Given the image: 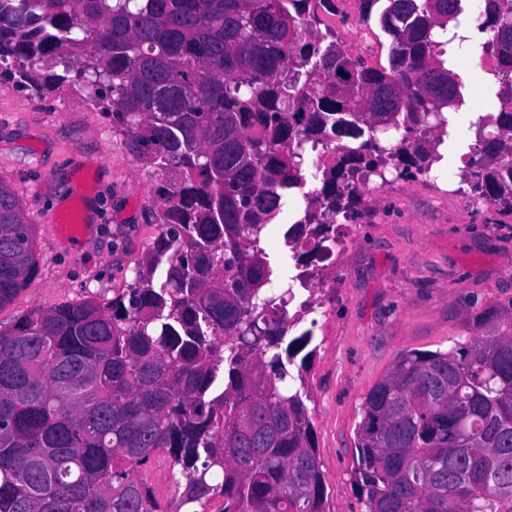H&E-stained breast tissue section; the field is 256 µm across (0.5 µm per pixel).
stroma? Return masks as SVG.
Instances as JSON below:
<instances>
[{"mask_svg":"<svg viewBox=\"0 0 512 512\" xmlns=\"http://www.w3.org/2000/svg\"><path fill=\"white\" fill-rule=\"evenodd\" d=\"M480 23L470 0H462L450 25L460 48L453 66L459 120L444 136L441 161L364 197L327 307L328 331L312 336L315 353L303 377L330 512H367L354 474L355 429L366 393L394 358L448 349L473 335L485 308L512 300V214L481 201L460 203L454 194L478 139L472 116L500 109L499 85L480 63L489 39ZM62 93L71 101L65 109ZM62 93L36 99L0 76V182L36 227L38 260L15 301L0 309L1 328L38 309L107 303L160 232L154 189L162 172L138 163L80 92L67 86ZM79 202L90 209V232L61 237L58 215ZM305 207L293 191L262 241L283 285L295 261L282 228Z\"/></svg>","mask_w":512,"mask_h":512,"instance_id":"1","label":"stroma"}]
</instances>
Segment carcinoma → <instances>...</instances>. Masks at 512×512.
Segmentation results:
<instances>
[{
  "instance_id": "obj_1",
  "label": "carcinoma",
  "mask_w": 512,
  "mask_h": 512,
  "mask_svg": "<svg viewBox=\"0 0 512 512\" xmlns=\"http://www.w3.org/2000/svg\"><path fill=\"white\" fill-rule=\"evenodd\" d=\"M460 2L362 0L390 39L372 68L306 33L311 0H0L18 84L78 86L136 161L176 173L156 188L161 233L108 304L0 328V512H326L304 368L289 370L312 334L286 340L263 232L304 179L295 141H340L299 225L317 247L329 217L359 216L364 173L441 160L460 85L435 29ZM477 2L502 108L478 118L462 183L512 213V0ZM36 269L35 225L0 182V309ZM355 448L367 512H512V302L446 351L400 352ZM161 453L167 501L136 476Z\"/></svg>"
}]
</instances>
